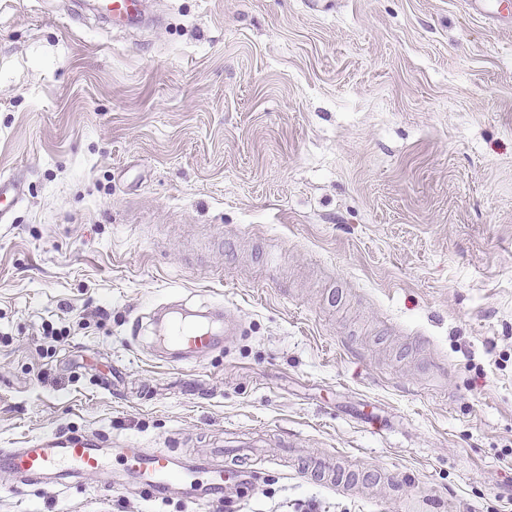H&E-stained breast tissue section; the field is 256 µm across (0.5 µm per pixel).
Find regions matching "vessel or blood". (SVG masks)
<instances>
[{"mask_svg":"<svg viewBox=\"0 0 512 512\" xmlns=\"http://www.w3.org/2000/svg\"><path fill=\"white\" fill-rule=\"evenodd\" d=\"M471 9L498 21L512 22V0H469ZM113 19L134 20L142 13L141 0H105ZM24 199L15 177L0 178V223L8 218V206ZM231 333L221 318L201 314L197 318L169 310L156 329V342L165 364L178 366L200 355L223 349ZM137 475L139 492L149 499L169 498L174 484L194 487L195 502H223L225 494L240 490L239 479L250 474L233 453L224 458L211 454L178 460L167 448H103L97 438L62 431L41 437L29 448H0V469L13 473L18 482L82 481L91 475H111L113 459Z\"/></svg>","mask_w":512,"mask_h":512,"instance_id":"1","label":"vessel or blood"}]
</instances>
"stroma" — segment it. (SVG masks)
Segmentation results:
<instances>
[{
    "label": "stroma",
    "instance_id": "stroma-1",
    "mask_svg": "<svg viewBox=\"0 0 512 512\" xmlns=\"http://www.w3.org/2000/svg\"><path fill=\"white\" fill-rule=\"evenodd\" d=\"M148 5L118 29L0 0V174L26 182L0 448H240L259 480L231 512H512V26L466 0ZM172 300L239 335L163 366L126 321ZM0 512L217 509L117 471Z\"/></svg>",
    "mask_w": 512,
    "mask_h": 512
}]
</instances>
